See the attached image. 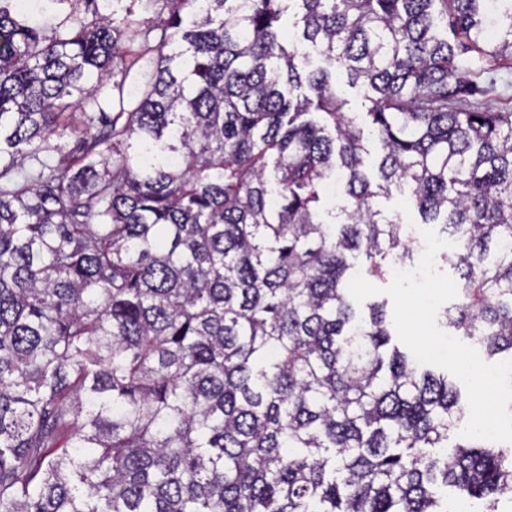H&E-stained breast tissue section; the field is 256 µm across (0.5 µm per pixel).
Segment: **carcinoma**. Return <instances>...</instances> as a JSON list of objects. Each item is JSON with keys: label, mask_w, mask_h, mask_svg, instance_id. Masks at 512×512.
<instances>
[{"label": "carcinoma", "mask_w": 512, "mask_h": 512, "mask_svg": "<svg viewBox=\"0 0 512 512\" xmlns=\"http://www.w3.org/2000/svg\"><path fill=\"white\" fill-rule=\"evenodd\" d=\"M100 1L48 36L0 0V512L512 502V446L445 451L468 402L347 290L409 255L372 204L405 190L456 242L438 324L512 359V109L462 107L458 62L512 61V0H164L134 31L157 59L131 110L112 78L133 21ZM285 3L328 67L284 47ZM336 91L346 101L344 112L355 120V123L363 131V140L369 151L365 156V164L368 171L375 173V163L381 152L378 140L372 134V126L367 118L364 99L358 87L350 86L344 73L336 71ZM374 181L376 176L374 174Z\"/></svg>", "instance_id": "obj_1"}]
</instances>
